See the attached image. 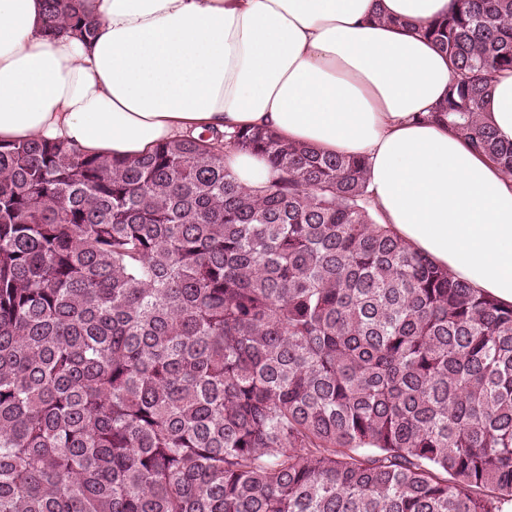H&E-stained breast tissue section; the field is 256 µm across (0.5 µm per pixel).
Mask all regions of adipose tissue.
Instances as JSON below:
<instances>
[{
	"label": "adipose tissue",
	"instance_id": "1",
	"mask_svg": "<svg viewBox=\"0 0 512 512\" xmlns=\"http://www.w3.org/2000/svg\"><path fill=\"white\" fill-rule=\"evenodd\" d=\"M94 39L43 33L44 0H0V142L131 159L206 129L265 128L368 162L383 224L512 304V180L431 116L451 79L417 29L451 0H85ZM512 141V72L486 105ZM242 186L263 156L224 154Z\"/></svg>",
	"mask_w": 512,
	"mask_h": 512
}]
</instances>
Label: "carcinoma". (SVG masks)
<instances>
[{
	"label": "carcinoma",
	"instance_id": "obj_1",
	"mask_svg": "<svg viewBox=\"0 0 512 512\" xmlns=\"http://www.w3.org/2000/svg\"><path fill=\"white\" fill-rule=\"evenodd\" d=\"M52 35L92 38L82 0ZM422 33L432 116L512 178L482 105L512 0ZM264 156L257 188L224 150ZM512 502V304L379 221L368 163L271 131L134 159L0 143V512H501Z\"/></svg>",
	"mask_w": 512,
	"mask_h": 512
}]
</instances>
